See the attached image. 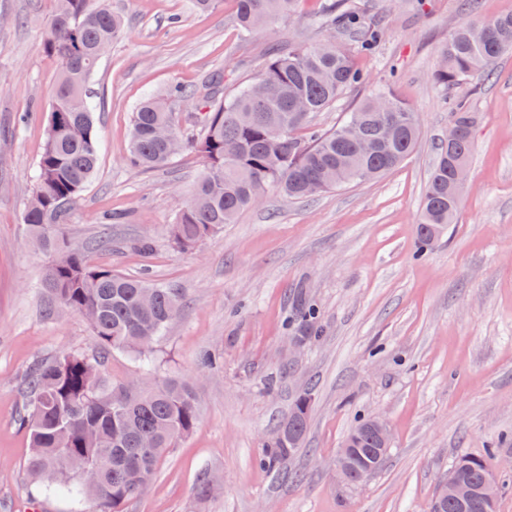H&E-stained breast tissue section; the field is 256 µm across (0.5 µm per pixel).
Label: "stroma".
I'll return each instance as SVG.
<instances>
[{"label": "stroma", "instance_id": "stroma-1", "mask_svg": "<svg viewBox=\"0 0 512 512\" xmlns=\"http://www.w3.org/2000/svg\"><path fill=\"white\" fill-rule=\"evenodd\" d=\"M360 2L383 30L374 50L355 53L368 81L313 123L335 128L388 85L418 117L417 150L377 180L303 201L267 191L223 231L182 250L168 229L203 162L187 153L162 169H132L138 102L215 73L232 95L274 49L327 37L316 23L323 0H298L291 17L246 39L233 24L234 0L208 13L192 0H110L127 29L90 84L99 162L63 233L96 263L179 289L183 306L156 344L158 374L191 378L200 411L125 512H429L467 456L486 457L497 512H512V54L452 95L477 115L468 187L456 224L418 252L419 204L451 110L432 75L469 3ZM53 8V0H0V512L33 504L93 512L91 502L37 493L17 421L36 360L94 348L82 318L45 314L49 259L23 222L59 69L42 47ZM104 231L112 246L96 249ZM300 290L324 333L298 348L286 321ZM213 353L215 367L205 361ZM307 388L314 402L303 447L283 466L260 465ZM375 417L389 427V455L366 480L345 484L337 454L357 421Z\"/></svg>", "mask_w": 512, "mask_h": 512}]
</instances>
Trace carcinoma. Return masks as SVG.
<instances>
[{"mask_svg": "<svg viewBox=\"0 0 512 512\" xmlns=\"http://www.w3.org/2000/svg\"><path fill=\"white\" fill-rule=\"evenodd\" d=\"M297 0H235L234 23L245 36L289 16ZM333 35L315 45L290 44L266 61L255 78L224 97V75L213 74L183 98L197 107L200 133L181 131L169 112V97L150 96L133 113L128 164L152 170L168 166L180 153L202 159L204 170L191 199L182 207L169 237L191 250L231 224L261 201L272 188L302 199L381 177L400 166L417 148L420 128L408 105L382 87L362 100L336 129L318 133L312 118L348 90L366 83L355 64L350 42L369 50L381 28L354 15L347 0H328L318 17ZM123 18L109 0H57L43 48L56 57L59 75L47 120L45 141L36 165L32 196L23 214L34 245L51 258L45 289L53 302L87 320L96 340L88 355L64 353L36 362L21 388L19 426L27 431L31 454L28 471L45 495L90 497L94 512H123L125 503L142 495L175 441L199 421L193 382L185 377L155 378L154 348L178 314L177 289L132 278L92 263L58 232L71 206L92 178L99 159L100 134L86 88L101 53L124 33ZM512 52V13L460 22L448 31L434 82L450 90L489 75L499 59ZM448 121L457 139L437 148L422 197L418 251L454 223L462 194L452 188L454 169L469 164L476 113L466 102L455 104ZM287 327L291 336L310 342L321 335L318 311L303 293L291 300ZM114 351L134 354L149 377L135 393L109 380L104 366ZM307 389L293 401L288 416L266 444L261 462L285 464L301 447L312 408ZM363 419L350 431L336 462L346 461L357 474L355 484L381 467V451ZM488 466L464 457L449 475L482 486ZM431 512H497V502L475 496L462 506L435 498Z\"/></svg>", "mask_w": 512, "mask_h": 512, "instance_id": "1", "label": "carcinoma"}]
</instances>
